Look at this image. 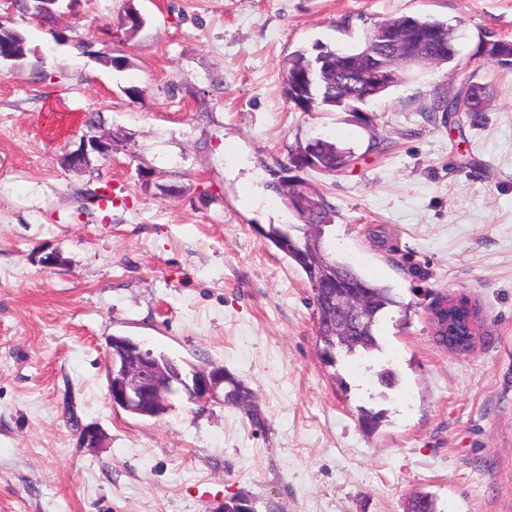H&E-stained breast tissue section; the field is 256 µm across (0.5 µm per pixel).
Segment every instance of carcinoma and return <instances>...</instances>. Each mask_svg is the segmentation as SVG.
Masks as SVG:
<instances>
[{
  "mask_svg": "<svg viewBox=\"0 0 512 512\" xmlns=\"http://www.w3.org/2000/svg\"><path fill=\"white\" fill-rule=\"evenodd\" d=\"M13 14H19L42 27L48 28L55 45L60 46V38L67 37L70 44L75 45L94 57L100 64L121 69L129 64L128 58L112 55V42L101 41L99 43L82 37V34L75 28L60 29L56 26V18L60 13V2H52L47 7L39 10L36 8L35 0H12ZM417 21L421 25V32L431 42H437L441 36L448 35V29L444 28L446 22L433 17H419ZM125 33L135 36L145 25L146 18L134 4L129 0L121 19ZM29 52L28 42L25 35L12 27L0 23V60L19 61ZM343 53L341 49L322 48L315 59L322 61L321 77L311 90H303L302 94L295 93V84L298 82L297 65L302 61H310L303 53L294 55L288 62L285 76V94L288 99L298 100L296 107L304 109L299 99L311 102L313 110L333 112L345 110L346 103L341 97L347 91L336 86V60L334 56ZM349 159L342 158V152L336 150V145L326 140H319L318 149L314 154V166L317 170L328 175H334L343 170V165ZM332 206L327 200H321V205L315 213L309 216L307 224H290L286 228L270 225L262 231L266 241L283 253L296 269L301 271L306 279H311L313 273L322 270L328 272L338 279H347L365 287L368 292L367 317L363 319L355 332L349 336L341 334L336 327V311L325 305L318 295H313L318 316L317 335L319 342L323 345L325 356L334 360L335 352L339 351L346 355L357 353H371L379 351L382 346L377 335L380 319L386 310L393 306L401 305L397 299L394 289L381 282L369 280L355 270L349 264L339 261L330 255L324 246L325 227L332 222ZM224 405L244 413L253 424L259 426L263 418L255 405V394L252 389L234 374L227 372L224 377ZM406 512H436L435 497L425 491L412 493L408 500Z\"/></svg>",
  "mask_w": 512,
  "mask_h": 512,
  "instance_id": "obj_1",
  "label": "carcinoma"
}]
</instances>
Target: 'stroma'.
<instances>
[{
	"label": "stroma",
	"mask_w": 512,
	"mask_h": 512,
	"mask_svg": "<svg viewBox=\"0 0 512 512\" xmlns=\"http://www.w3.org/2000/svg\"><path fill=\"white\" fill-rule=\"evenodd\" d=\"M127 1L58 18L111 40L125 69L18 16L29 51L0 63V512H215L232 497L258 512H405L417 490L438 512H512V67L472 57L512 42V0H132L147 18L133 38ZM425 15L455 28L457 73L412 69L363 124L286 98L294 54ZM464 82L489 89L480 115L426 112L434 89ZM93 114L112 152L69 168ZM316 137L353 155L336 176L305 174L334 209L326 247L401 301L369 365L325 362L309 284L262 236L297 223L270 172ZM150 173L160 186H142ZM104 185L106 211L88 199ZM443 297L477 311L468 353L434 338ZM113 335L224 366L264 427L219 403L179 400L159 419L113 408ZM87 425L102 447L79 446Z\"/></svg>",
	"instance_id": "35a3bbf8"
}]
</instances>
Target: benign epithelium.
Here are the masks:
<instances>
[{
  "label": "benign epithelium",
  "mask_w": 512,
  "mask_h": 512,
  "mask_svg": "<svg viewBox=\"0 0 512 512\" xmlns=\"http://www.w3.org/2000/svg\"><path fill=\"white\" fill-rule=\"evenodd\" d=\"M373 50L354 58L341 59L336 63V84L343 86L356 82L362 91L356 96L361 103L378 91L394 84L397 80L395 66L389 60L395 58L402 67L436 63L437 57L455 55L450 42L443 40L438 54L431 53L423 39L415 32L414 24L408 20L398 32L373 28L369 34ZM83 146L68 154L69 160L78 166H91L97 160L96 144L82 139ZM310 156L285 166L276 174L277 183L288 188V206L296 213L308 212L315 203V192L309 183L297 176V172L313 167ZM313 288L324 298L336 297V307L347 323H357L366 312V302L359 287L350 283L318 277L313 280ZM434 325V335L440 345L454 351L466 346L473 333L472 318L463 301H444L430 309ZM110 370L118 371V381L109 383L108 399L114 408L127 407L140 410L143 406L159 401L165 396V383L156 374L155 360L138 343H131L127 349L117 354L109 352ZM189 402L204 406L220 400L224 391V367L212 365L208 368L192 370L181 375ZM103 442L102 433L92 427H84L79 432V447L98 448Z\"/></svg>",
  "instance_id": "7a95c632"
}]
</instances>
